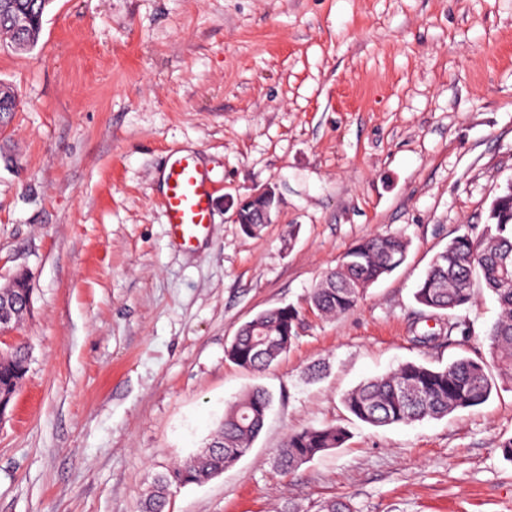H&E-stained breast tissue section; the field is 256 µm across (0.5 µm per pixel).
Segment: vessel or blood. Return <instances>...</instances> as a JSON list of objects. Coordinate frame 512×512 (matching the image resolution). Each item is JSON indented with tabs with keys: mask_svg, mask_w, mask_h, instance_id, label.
I'll use <instances>...</instances> for the list:
<instances>
[{
	"mask_svg": "<svg viewBox=\"0 0 512 512\" xmlns=\"http://www.w3.org/2000/svg\"><path fill=\"white\" fill-rule=\"evenodd\" d=\"M210 178L194 153L171 157L166 167V192L162 200L172 238L181 246L195 245L212 226Z\"/></svg>",
	"mask_w": 512,
	"mask_h": 512,
	"instance_id": "1",
	"label": "vessel or blood"
}]
</instances>
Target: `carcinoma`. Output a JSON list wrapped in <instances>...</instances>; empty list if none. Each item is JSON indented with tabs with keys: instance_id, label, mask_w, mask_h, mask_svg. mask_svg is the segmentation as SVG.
<instances>
[{
	"instance_id": "1",
	"label": "carcinoma",
	"mask_w": 512,
	"mask_h": 512,
	"mask_svg": "<svg viewBox=\"0 0 512 512\" xmlns=\"http://www.w3.org/2000/svg\"><path fill=\"white\" fill-rule=\"evenodd\" d=\"M51 0H0V49L17 50V43L33 49ZM409 243L398 236H374L358 241L342 263L329 272L311 298L322 316L340 317L352 310L365 291L406 259ZM494 295L500 314L489 331L491 355L497 369L512 375V185L493 200L482 235L464 233L448 242L432 261L414 292L426 311H446L448 330L456 322L451 312L472 303L473 278ZM300 314L291 306L268 309L243 324L226 356L249 371H264L291 348L297 338ZM29 353L17 346L0 353V410L11 403L26 375ZM495 380L487 361L463 357L444 367L401 364L393 373L367 379L343 397L346 410L359 421L375 426L411 424L484 404ZM270 394L255 388L236 398L224 421L196 455L159 475L143 493L139 512H164L172 487L202 484L235 464L264 427ZM348 432L339 425L307 427L288 434L277 450L284 474L332 449L341 447Z\"/></svg>"
}]
</instances>
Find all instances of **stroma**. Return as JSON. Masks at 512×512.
Listing matches in <instances>:
<instances>
[{
	"label": "stroma",
	"instance_id": "stroma-1",
	"mask_svg": "<svg viewBox=\"0 0 512 512\" xmlns=\"http://www.w3.org/2000/svg\"><path fill=\"white\" fill-rule=\"evenodd\" d=\"M18 112L0 121V287L30 311L9 335L28 372L0 415V512H137L199 452L227 406L273 395L249 451L166 512H512V378L483 405L373 427L342 398L405 362L490 357L485 290L450 339L413 297L437 253L480 235L512 183V0H53L34 49L0 52ZM189 150L213 225L175 244L159 178ZM282 203L255 237L240 196ZM400 236L406 261L347 314L309 298L355 243ZM301 314L263 372L224 350L242 324ZM343 447L281 473L290 432ZM275 198L279 200V195L273 186L267 185L257 191L252 192L245 198L241 199L237 204L233 214V221L236 224H239V221L242 219L244 210L248 211L255 207L260 208L261 215L259 219H252L249 222L245 221L243 224H240L243 232L246 235L256 236L262 230L265 224L272 223L269 210L264 204L272 202Z\"/></svg>",
	"mask_w": 512,
	"mask_h": 512
}]
</instances>
